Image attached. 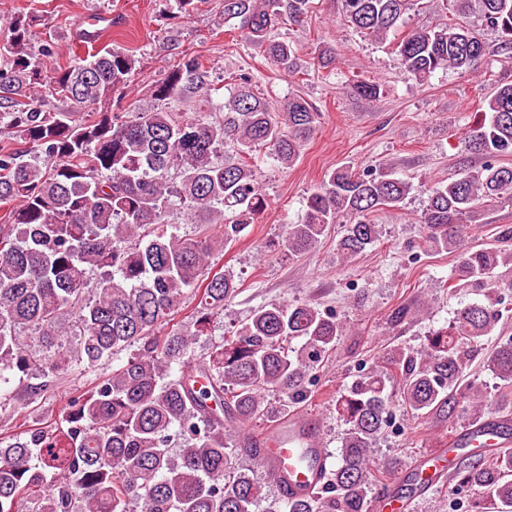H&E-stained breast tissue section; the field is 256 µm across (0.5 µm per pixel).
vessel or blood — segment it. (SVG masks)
<instances>
[{"instance_id": "b4317fda", "label": "vessel or blood", "mask_w": 512, "mask_h": 512, "mask_svg": "<svg viewBox=\"0 0 512 512\" xmlns=\"http://www.w3.org/2000/svg\"><path fill=\"white\" fill-rule=\"evenodd\" d=\"M240 442L256 446L270 480L281 493L294 498L313 491L331 466L321 424L314 418L292 416L270 427L263 436L241 434ZM510 450L511 416H493L466 424L447 444L432 449L409 466V473L416 478L412 492L387 490L377 497L373 512H410L413 502L426 498L431 491L432 478H446L458 469L461 460Z\"/></svg>"}]
</instances>
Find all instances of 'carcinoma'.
I'll return each mask as SVG.
<instances>
[{"mask_svg": "<svg viewBox=\"0 0 512 512\" xmlns=\"http://www.w3.org/2000/svg\"><path fill=\"white\" fill-rule=\"evenodd\" d=\"M344 20L364 37L389 42L404 74L424 81L438 70L473 71L486 54L481 35L456 22L404 28L420 0H340ZM460 17L476 14L512 49V0H452ZM311 0H224V21L237 23L248 43L285 74H297L290 44L273 32L300 23ZM34 16L16 15L0 44V399L18 379L34 398L54 379L112 371L70 396L58 419L0 437V512L22 501L38 512H258L262 485L237 459L230 423L270 414L288 418L307 401L312 373L343 335L335 318L308 304L268 302L234 327L208 356L194 345L238 295L229 272L208 276V259L239 239L268 207L252 155L262 151L283 168L301 156L318 109L299 95L273 105L238 73L223 116L178 118L159 109L118 121L112 95L128 87L135 56L101 49L52 70L53 51L31 43ZM71 102L70 112L44 109L43 88ZM165 101L202 97L212 103L209 71L190 57L151 87ZM486 163L433 186L421 223L429 247L452 253L455 277L492 289L512 272V240L464 244L459 227L488 204L512 201V82L486 101L469 134ZM411 190L392 168L362 173L333 169L309 195L302 221L281 242L302 255L346 220L338 250L353 260L374 246V214L396 207ZM178 200L192 224H214L181 236L168 222ZM97 275L89 286L90 275ZM197 296L191 321L165 330L187 298ZM73 315L64 331L61 318ZM502 318L498 300L468 303L432 330L421 350H391L384 365L336 396L348 425L326 487L302 498H279L264 512H368L375 469L370 457L394 407L417 417L444 415L469 402L472 416L496 402L468 379L467 362ZM294 339L302 346L290 348ZM512 386V340L484 361ZM35 378L39 383L32 384ZM400 380L392 400L391 380ZM278 396L271 410L265 396ZM475 512H512V453L474 459L458 473Z\"/></svg>", "mask_w": 512, "mask_h": 512, "instance_id": "1", "label": "carcinoma"}]
</instances>
